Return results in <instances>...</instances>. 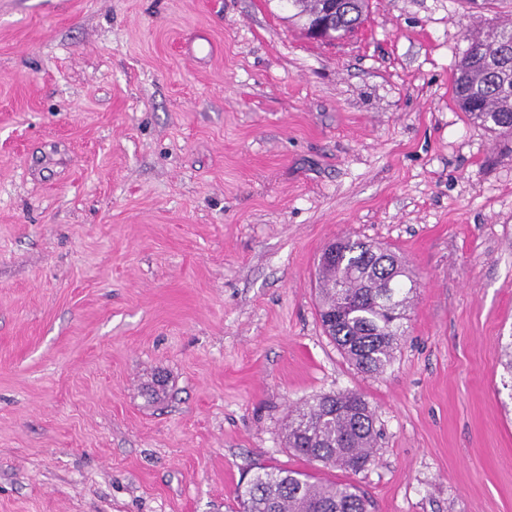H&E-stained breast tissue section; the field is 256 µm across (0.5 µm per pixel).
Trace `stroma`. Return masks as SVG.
<instances>
[{"mask_svg": "<svg viewBox=\"0 0 512 512\" xmlns=\"http://www.w3.org/2000/svg\"><path fill=\"white\" fill-rule=\"evenodd\" d=\"M0 0V512H236L257 467L342 481L288 411L360 392L369 512H512V139L453 99L512 0ZM340 238L417 283L383 373L318 315ZM166 389L150 398L154 375ZM291 2L296 12L292 15L293 18H297L302 21L304 29L309 27L312 23L320 20L327 14V6L330 5L332 8L336 4L329 3L328 0H286ZM334 2H338L340 5L338 9H334L335 19L334 24L332 25V29L330 31L331 35H336V37H331V40H335L336 38L343 37L349 32H353L356 28H359L363 25L367 18L368 12V1L367 0H332ZM330 40V41H331Z\"/></svg>", "mask_w": 512, "mask_h": 512, "instance_id": "obj_1", "label": "stroma"}]
</instances>
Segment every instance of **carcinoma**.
Masks as SVG:
<instances>
[{
	"instance_id": "cac0c4a2",
	"label": "carcinoma",
	"mask_w": 512,
	"mask_h": 512,
	"mask_svg": "<svg viewBox=\"0 0 512 512\" xmlns=\"http://www.w3.org/2000/svg\"><path fill=\"white\" fill-rule=\"evenodd\" d=\"M307 28L327 14L329 0H289ZM330 34L361 27L368 0H338ZM456 65L454 98L474 123L512 139V23L468 38ZM339 257L319 264V312L325 331L364 373H380L405 333L415 283L395 254L381 262L379 248L349 238L336 241ZM286 445L309 462L357 474L371 461L374 418L353 390L323 394L288 413ZM241 512H368L350 482L323 481L307 472L260 467L236 492Z\"/></svg>"
}]
</instances>
